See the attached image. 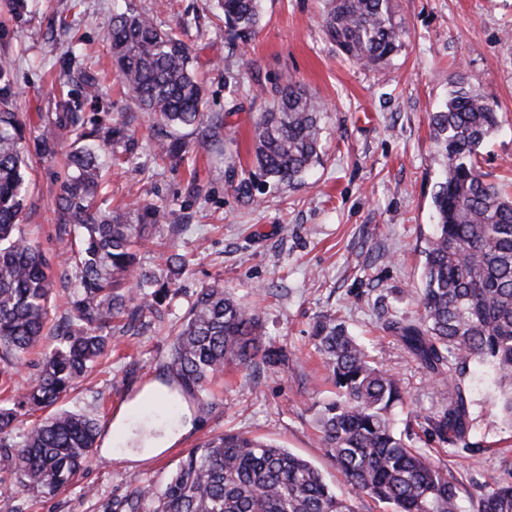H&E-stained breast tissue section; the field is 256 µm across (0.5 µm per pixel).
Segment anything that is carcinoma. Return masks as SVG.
<instances>
[{
  "instance_id": "obj_1",
  "label": "carcinoma",
  "mask_w": 512,
  "mask_h": 512,
  "mask_svg": "<svg viewBox=\"0 0 512 512\" xmlns=\"http://www.w3.org/2000/svg\"><path fill=\"white\" fill-rule=\"evenodd\" d=\"M224 31L243 42L261 28L262 0H218ZM329 39L348 60L378 67L403 46L405 26L395 21L393 0H329L324 16ZM112 64L141 108L169 128L156 142L162 160L184 149L178 130L206 125L201 85L191 51L176 33L131 12L112 15L107 31ZM276 104L254 121V171L238 194L255 201L259 186L296 185L319 159L322 108L296 82L277 81ZM81 103L68 99L45 123L40 138L54 153L57 138H73L70 172L57 195L60 239H70L69 260L79 270L78 295L62 325L59 343L45 353L35 381L11 405H0V457L13 464L22 491L54 493L94 458L97 419L56 411L28 426L30 409L54 406L112 347V318L136 323L153 313L166 285L181 274L184 258L167 259L166 281L153 271L135 273V250L151 231L171 220L153 204L102 211L94 200L102 187L101 152L131 146L119 124L86 129ZM445 169L433 193L436 224L424 248L420 303L415 322L387 328L429 371L440 377L441 408L422 417L439 446L470 449L471 399L465 379L489 365L497 405L512 423V194L484 179L479 148L500 125L496 106L465 78L445 106L430 117ZM21 114L14 110L9 67L0 65V382L7 385L44 335L52 307L50 258L22 231L27 161ZM159 289L149 293L154 284ZM316 349L337 389L320 406L319 447L352 488L341 498L308 460L258 438L228 432L190 450L162 488L134 486L104 512H356L369 498L393 512H462L454 475L410 445V428L397 426L403 404L399 382L376 364L343 321L318 317ZM284 359L263 333L260 309L241 304L222 285L201 289L171 344L167 368L188 392H202L228 367L274 365ZM477 512H512V480L479 486Z\"/></svg>"
}]
</instances>
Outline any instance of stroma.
Listing matches in <instances>:
<instances>
[{"instance_id": "obj_1", "label": "stroma", "mask_w": 512, "mask_h": 512, "mask_svg": "<svg viewBox=\"0 0 512 512\" xmlns=\"http://www.w3.org/2000/svg\"><path fill=\"white\" fill-rule=\"evenodd\" d=\"M158 2L27 0L18 17L9 0H0V61L11 65L32 168L21 222L57 258V305L78 285L56 235L69 141L59 139L47 154L39 135L63 99L83 98L86 74L101 83L97 99L83 105L87 125L123 122L136 139L129 161L106 163L96 206H165L184 229L157 228L136 264L160 273L170 254L188 261L160 316L144 317L132 329L115 319L111 352L60 403L96 417L93 461L72 484L46 495L19 492L11 464L0 459V499H14L22 512H103L134 484L163 486L190 449L227 431L288 448L311 461L337 494L348 495L343 476L316 443V411L336 389L315 350L312 325L320 315L336 314L379 366L400 379L407 393L400 419L438 410L434 376L386 324L422 313V251L444 166L429 115L459 76L496 104L501 119L479 151V169L489 181L512 182V0H394L407 36L378 70L347 61L329 41L326 0H263L261 29L236 44L224 33L216 0H167L164 10ZM117 7L156 15L165 28L182 32L192 51L204 110L221 132L206 141L185 130L183 160L157 157L151 117L116 76L105 32ZM75 36L85 57L71 63L67 47ZM286 78L304 85L324 109L321 160L294 189L269 188L251 203L236 186L251 167L252 122L272 100L270 82ZM214 284L259 305L267 339L287 359L276 367L226 370L193 395L166 368L170 329L200 289ZM467 382L471 451L439 447L420 427L413 445L463 484L503 479L500 458L512 452V425L498 412L485 372H471ZM122 412L127 432L116 439L111 425Z\"/></svg>"}]
</instances>
